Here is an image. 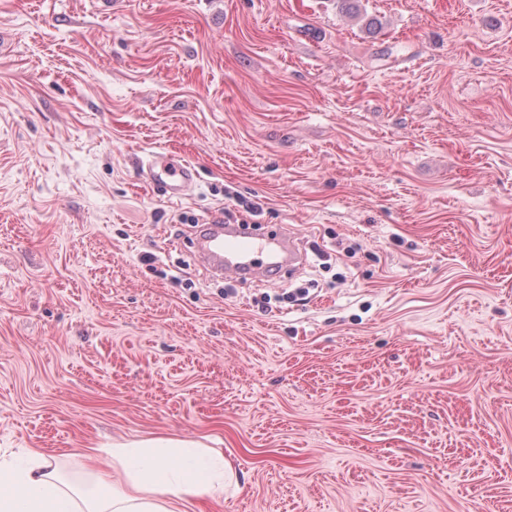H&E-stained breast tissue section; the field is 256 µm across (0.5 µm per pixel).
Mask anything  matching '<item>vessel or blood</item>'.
<instances>
[{"label":"vessel or blood","mask_w":512,"mask_h":512,"mask_svg":"<svg viewBox=\"0 0 512 512\" xmlns=\"http://www.w3.org/2000/svg\"><path fill=\"white\" fill-rule=\"evenodd\" d=\"M197 169L173 153L152 152L141 164V176L154 190L170 199L189 195ZM198 256L212 273L241 279L272 278L296 271L305 254L287 228L256 236L239 224L204 225L196 242Z\"/></svg>","instance_id":"obj_1"}]
</instances>
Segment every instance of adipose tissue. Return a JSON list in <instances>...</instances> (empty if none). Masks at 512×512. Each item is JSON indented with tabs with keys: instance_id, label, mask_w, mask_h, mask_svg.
<instances>
[{
	"instance_id": "adipose-tissue-1",
	"label": "adipose tissue",
	"mask_w": 512,
	"mask_h": 512,
	"mask_svg": "<svg viewBox=\"0 0 512 512\" xmlns=\"http://www.w3.org/2000/svg\"><path fill=\"white\" fill-rule=\"evenodd\" d=\"M75 481L38 450L0 461V512H182L200 498L222 501L236 474L222 453L169 437L116 441L110 455L89 448Z\"/></svg>"
}]
</instances>
